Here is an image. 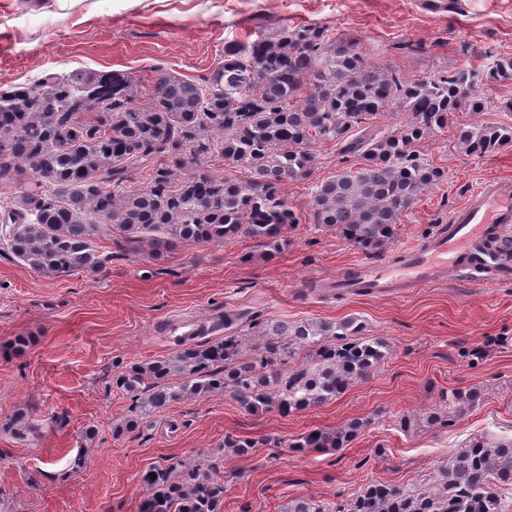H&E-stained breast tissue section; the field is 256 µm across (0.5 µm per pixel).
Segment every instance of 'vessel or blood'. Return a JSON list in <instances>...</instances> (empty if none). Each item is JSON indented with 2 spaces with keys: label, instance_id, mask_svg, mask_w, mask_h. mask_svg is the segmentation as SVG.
I'll list each match as a JSON object with an SVG mask.
<instances>
[{
  "label": "vessel or blood",
  "instance_id": "b4317fda",
  "mask_svg": "<svg viewBox=\"0 0 512 512\" xmlns=\"http://www.w3.org/2000/svg\"><path fill=\"white\" fill-rule=\"evenodd\" d=\"M512 230V180L490 177L452 212L448 222L392 259L361 263L336 288L356 297L392 295L398 288L433 285L443 272L482 273L490 281H512V258L498 240Z\"/></svg>",
  "mask_w": 512,
  "mask_h": 512
}]
</instances>
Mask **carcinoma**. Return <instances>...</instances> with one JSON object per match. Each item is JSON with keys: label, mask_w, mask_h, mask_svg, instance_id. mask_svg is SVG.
<instances>
[{"label": "carcinoma", "mask_w": 512, "mask_h": 512, "mask_svg": "<svg viewBox=\"0 0 512 512\" xmlns=\"http://www.w3.org/2000/svg\"><path fill=\"white\" fill-rule=\"evenodd\" d=\"M481 84L477 71L462 67L408 80L368 64L361 48L331 39L327 29L303 27L227 50L202 85L163 74L145 101L119 72L75 70L0 87V181L28 173L26 186L0 197L8 216L0 249L55 275L102 268L92 240L110 232L132 248L150 238L157 260L176 246L241 237L273 258L298 223L281 186L308 179L315 145L330 142L357 163L312 186L314 223L374 253L420 195L447 178L422 144L447 132L453 113L489 109ZM398 113L403 124L378 126L382 115ZM454 138L461 152L482 155L512 146V124L459 125ZM218 161L249 177L215 174ZM146 168L149 182L134 184L131 174ZM237 321L226 314L223 338L180 340L172 357L118 374L134 416L114 431L181 397L215 392L253 415H289L336 398L389 353L356 318L270 321L250 351L233 329ZM175 372L181 381L172 380ZM481 398L474 388L451 390L443 401L471 408ZM365 426L313 429L290 447L344 448ZM260 446L228 433L220 450L248 456ZM141 483L139 512H224V478L199 464L171 458L143 472ZM281 512H512V437L470 439L417 493L372 482L339 511L305 498Z\"/></svg>", "instance_id": "1"}]
</instances>
